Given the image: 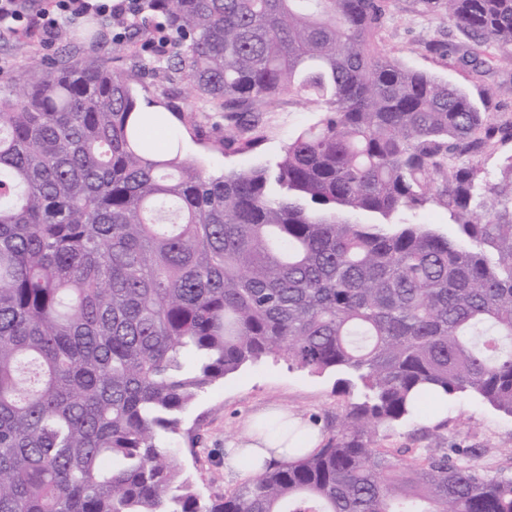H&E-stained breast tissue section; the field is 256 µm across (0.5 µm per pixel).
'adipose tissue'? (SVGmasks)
I'll return each instance as SVG.
<instances>
[{
    "mask_svg": "<svg viewBox=\"0 0 512 512\" xmlns=\"http://www.w3.org/2000/svg\"><path fill=\"white\" fill-rule=\"evenodd\" d=\"M319 444L318 431L306 421L277 414L274 419L257 417L250 430L249 442L236 452L237 458L249 462L251 469L266 463L296 458L300 450H313Z\"/></svg>",
    "mask_w": 512,
    "mask_h": 512,
    "instance_id": "adipose-tissue-1",
    "label": "adipose tissue"
}]
</instances>
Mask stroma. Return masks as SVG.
Masks as SVG:
<instances>
[{"instance_id": "obj_1", "label": "stroma", "mask_w": 512, "mask_h": 512, "mask_svg": "<svg viewBox=\"0 0 512 512\" xmlns=\"http://www.w3.org/2000/svg\"><path fill=\"white\" fill-rule=\"evenodd\" d=\"M459 43L462 35L447 16L418 14L415 0H391L390 19L373 38V48L403 65L446 80L481 98L490 85H500L498 95L487 106L493 118L512 116V49H492L483 72L463 66L452 56L426 51L430 41ZM56 43L44 42L39 26H29L16 38H0V71L27 80L41 62L51 57ZM174 103L202 135H185L184 154L200 159L212 173L227 168L245 169L277 158L282 147L300 129L317 117L310 106L298 103L291 94L281 93L272 102L259 104L249 116V133L261 136L263 144L251 154H225L211 144L233 122L226 113L202 111L197 100L188 97L184 85L170 86ZM333 372L317 374L290 365L287 358H267L249 364L227 376L201 394L186 411L183 432L177 440V459L185 477L204 493H229L250 475L243 461H230L229 450L247 442L249 420L276 409L311 423L321 435L335 432L350 398L337 393ZM382 448L405 449L468 448L484 472L491 476L512 475V417L459 395L439 404L425 403L414 418L382 430Z\"/></svg>"}]
</instances>
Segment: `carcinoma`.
Here are the masks:
<instances>
[{
  "instance_id": "obj_1",
  "label": "carcinoma",
  "mask_w": 512,
  "mask_h": 512,
  "mask_svg": "<svg viewBox=\"0 0 512 512\" xmlns=\"http://www.w3.org/2000/svg\"><path fill=\"white\" fill-rule=\"evenodd\" d=\"M512 45V0H416ZM390 0H139L22 85L0 76V512H512V476L380 429L429 394L512 417V142L463 89L382 58ZM163 51L112 70L107 38ZM237 121L287 90L318 113L273 162L205 172L168 94ZM259 136L213 144L256 151ZM448 211L441 233L404 218ZM286 356L355 398L326 443L205 497L170 443L202 393Z\"/></svg>"
}]
</instances>
